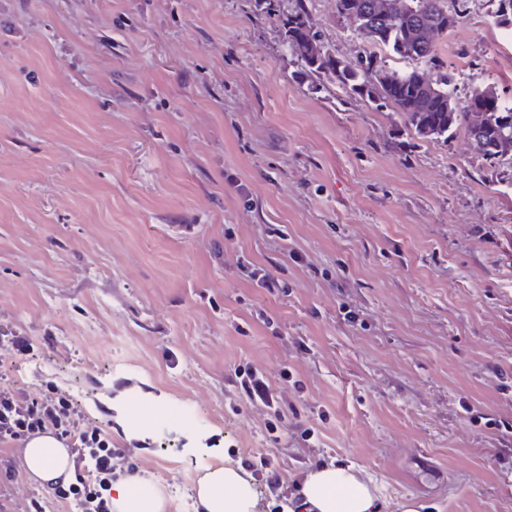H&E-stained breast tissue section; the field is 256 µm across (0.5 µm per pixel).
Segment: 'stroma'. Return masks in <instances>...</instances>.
Masks as SVG:
<instances>
[{
    "label": "stroma",
    "instance_id": "1",
    "mask_svg": "<svg viewBox=\"0 0 512 512\" xmlns=\"http://www.w3.org/2000/svg\"><path fill=\"white\" fill-rule=\"evenodd\" d=\"M301 5L340 60L512 98L498 0H444L433 64L365 40L336 0H0V336L32 345L0 349V389L68 396L165 512H202L224 459L271 512L264 457L284 496L334 461L385 486L384 512H512V162L306 76L283 25ZM246 365L288 409L277 431ZM183 408L192 423L154 429ZM19 448L0 441V512H75ZM235 377L239 379L240 387L250 401H261L268 408L273 409L276 419L282 420L283 410L270 394L269 387L263 377H260L256 370L250 366L240 367L236 369Z\"/></svg>",
    "mask_w": 512,
    "mask_h": 512
}]
</instances>
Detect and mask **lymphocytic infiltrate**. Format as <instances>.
Listing matches in <instances>:
<instances>
[{
	"label": "lymphocytic infiltrate",
	"mask_w": 512,
	"mask_h": 512,
	"mask_svg": "<svg viewBox=\"0 0 512 512\" xmlns=\"http://www.w3.org/2000/svg\"><path fill=\"white\" fill-rule=\"evenodd\" d=\"M49 429L75 435L72 478L56 483L55 496L75 504L79 512H112V460L117 451L99 432L80 430L69 401L62 396L25 401L0 391V440L18 439Z\"/></svg>",
	"instance_id": "lymphocytic-infiltrate-1"
}]
</instances>
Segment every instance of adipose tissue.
Instances as JSON below:
<instances>
[{
  "label": "adipose tissue",
  "instance_id": "1",
  "mask_svg": "<svg viewBox=\"0 0 512 512\" xmlns=\"http://www.w3.org/2000/svg\"><path fill=\"white\" fill-rule=\"evenodd\" d=\"M22 463L29 477L44 487L68 480L73 456L54 435L36 434L23 442ZM297 496L287 499L282 512L304 505L306 512H380L384 488L354 465L321 464L297 483ZM197 499L204 512H257L253 480L239 467L224 463L199 482ZM114 512H163L164 499L155 483L130 476L112 487Z\"/></svg>",
  "mask_w": 512,
  "mask_h": 512
}]
</instances>
